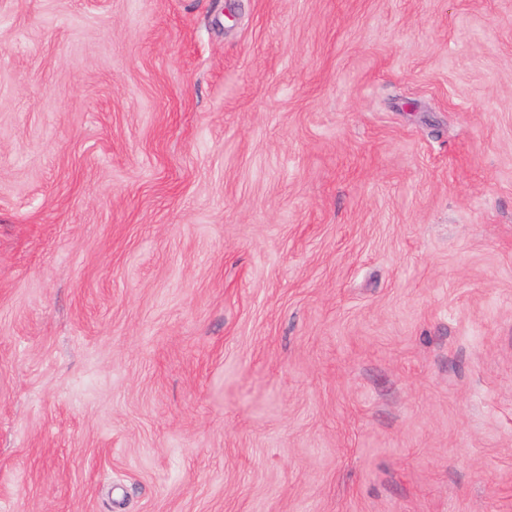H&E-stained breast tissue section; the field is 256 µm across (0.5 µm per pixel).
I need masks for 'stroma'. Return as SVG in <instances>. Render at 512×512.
<instances>
[{
	"instance_id": "stroma-1",
	"label": "stroma",
	"mask_w": 512,
	"mask_h": 512,
	"mask_svg": "<svg viewBox=\"0 0 512 512\" xmlns=\"http://www.w3.org/2000/svg\"><path fill=\"white\" fill-rule=\"evenodd\" d=\"M0 512H512V0H0Z\"/></svg>"
}]
</instances>
